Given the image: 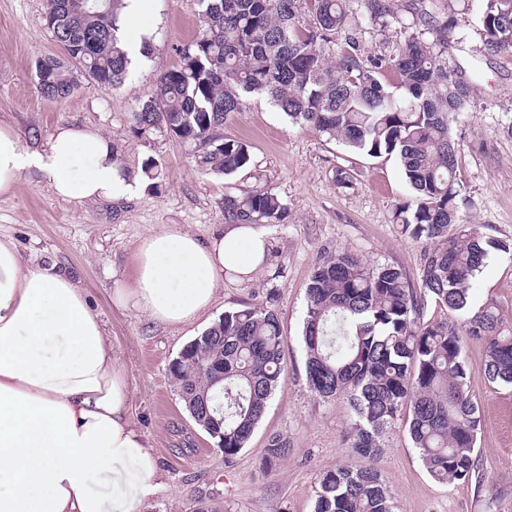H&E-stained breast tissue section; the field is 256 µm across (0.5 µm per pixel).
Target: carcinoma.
I'll use <instances>...</instances> for the list:
<instances>
[{"instance_id":"carcinoma-1","label":"carcinoma","mask_w":512,"mask_h":512,"mask_svg":"<svg viewBox=\"0 0 512 512\" xmlns=\"http://www.w3.org/2000/svg\"><path fill=\"white\" fill-rule=\"evenodd\" d=\"M122 0H47L49 30L64 56L36 61L40 93L69 97L73 67L92 87L122 86L130 60L120 47ZM201 29L160 74L157 93L132 113V130L179 138L197 167L233 176L251 165L250 146L224 134L229 114L264 96L293 125L370 157L393 156L411 189L393 218L402 234L427 246L418 286L392 265L341 252L323 258L306 288L303 342L309 388L351 408V448L368 463L322 475L313 512H395L393 497L372 464L382 434L408 408L407 432L426 471L444 484L467 482L481 419L469 389L464 339L486 344L484 374L512 385V330L497 308L473 312L470 292L489 249L512 247L480 233L460 211L458 142L453 124L475 87L452 57L467 34L425 0H198ZM408 36L386 56L365 53L354 14ZM479 27L490 55L512 52V0H480ZM341 41L336 57L331 45ZM390 69L396 94L380 74ZM287 206L256 184L224 195L227 224H283ZM448 309L424 320L427 299ZM283 328L269 307L224 312L186 344L169 365L179 398L195 424L216 440L224 460L238 455L262 420L283 375ZM224 380L217 382V374ZM288 454L275 436L269 466Z\"/></svg>"}]
</instances>
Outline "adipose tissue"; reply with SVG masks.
<instances>
[{"mask_svg": "<svg viewBox=\"0 0 512 512\" xmlns=\"http://www.w3.org/2000/svg\"><path fill=\"white\" fill-rule=\"evenodd\" d=\"M67 201H120L136 183L99 131L58 126L38 149L0 124V196L23 172ZM263 227L228 225L202 240L169 224L144 237L123 307L170 326L196 319L224 277L246 280L266 260ZM129 384L86 292L57 264L0 240V512H141L160 485L153 445L133 422ZM122 489L106 499L93 476Z\"/></svg>", "mask_w": 512, "mask_h": 512, "instance_id": "adipose-tissue-1", "label": "adipose tissue"}]
</instances>
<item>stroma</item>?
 <instances>
[{"instance_id": "1", "label": "stroma", "mask_w": 512, "mask_h": 512, "mask_svg": "<svg viewBox=\"0 0 512 512\" xmlns=\"http://www.w3.org/2000/svg\"><path fill=\"white\" fill-rule=\"evenodd\" d=\"M429 4L469 31L458 61L475 94L454 127L463 211L485 236L512 244V54H486L478 0ZM199 10L198 0H154L146 24L151 53L135 62L123 86L96 89L83 82L69 97L51 100L38 92L34 76L38 58L62 53L45 24L46 0H0V121L18 131L26 148L46 142L62 124L96 128L117 145L122 166L138 183L130 198L80 203L56 197L38 175H23L12 195L0 196V239L70 273L110 334L129 381L130 415L153 443L161 473L144 512H195L203 502L224 512H312L322 475L364 460L349 447L347 404L316 396L306 383L302 329L311 273L324 256L348 251L399 268L415 285L425 246L393 222L395 206L410 197L396 158L350 152L288 125L265 99L249 100L224 125L227 135L251 146L250 169L231 177L200 170L177 138L133 134L131 112L154 95L156 77L179 63L180 48L200 29ZM148 159L157 165V179L142 172ZM340 167L352 173L350 186L337 185ZM258 180L287 204L288 219L269 228L271 257L250 280L218 282L213 306L178 326L114 304L115 288L132 283L134 254L145 236L174 224L208 239L224 228L225 193ZM470 303L495 304L512 328V252L490 251ZM245 305L278 312L285 372L247 447L228 461L186 411L169 364L224 311ZM464 354L481 418L477 469L467 482L435 481L403 422H396L383 433L373 462L396 512H512V387L486 379L482 341L466 339ZM274 436L286 439L290 451L268 467L265 449Z\"/></svg>"}]
</instances>
